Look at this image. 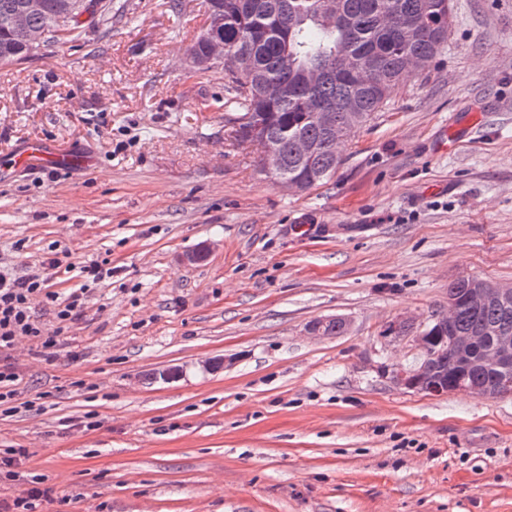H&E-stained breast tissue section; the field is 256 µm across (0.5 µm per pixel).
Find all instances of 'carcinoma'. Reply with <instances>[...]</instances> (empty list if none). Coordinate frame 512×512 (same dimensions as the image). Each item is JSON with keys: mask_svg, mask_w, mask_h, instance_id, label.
I'll use <instances>...</instances> for the list:
<instances>
[{"mask_svg": "<svg viewBox=\"0 0 512 512\" xmlns=\"http://www.w3.org/2000/svg\"><path fill=\"white\" fill-rule=\"evenodd\" d=\"M24 0H0V66L28 58L24 37L10 26ZM30 25L46 32L45 42H60L57 22L89 11L92 0H43ZM220 14L227 104L240 124L237 139L249 140L259 123L279 157V174L301 190L316 188L335 174L340 149L355 131L383 111L404 77L426 70L448 45L454 22L452 0H210ZM333 114L324 126L313 115L316 106ZM476 278L448 285L452 307L446 332L476 343L471 365L462 368L453 347L430 322L415 363L426 366L417 377L423 386L448 382L488 385L493 395L512 392V368L493 365L487 355L500 330H512V302L493 298L481 305L464 300L467 288H491ZM322 336H338L342 317L315 322Z\"/></svg>", "mask_w": 512, "mask_h": 512, "instance_id": "1", "label": "carcinoma"}]
</instances>
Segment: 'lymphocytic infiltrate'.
<instances>
[{"instance_id": "lymphocytic-infiltrate-1", "label": "lymphocytic infiltrate", "mask_w": 512, "mask_h": 512, "mask_svg": "<svg viewBox=\"0 0 512 512\" xmlns=\"http://www.w3.org/2000/svg\"><path fill=\"white\" fill-rule=\"evenodd\" d=\"M81 272L87 281L86 287L63 297L53 290L50 278L42 273L17 278L0 270V407H7L11 412L36 409V401H20L19 375L4 357L21 337L33 341L45 354L58 346L68 325L82 315L88 284L102 282L112 275L111 268L102 261L82 266ZM37 296L52 306L56 320L54 329H46L34 315L31 302Z\"/></svg>"}]
</instances>
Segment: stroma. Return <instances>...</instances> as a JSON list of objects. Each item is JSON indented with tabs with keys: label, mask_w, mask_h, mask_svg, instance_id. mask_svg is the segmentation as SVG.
I'll return each mask as SVG.
<instances>
[{
	"label": "stroma",
	"mask_w": 512,
	"mask_h": 512,
	"mask_svg": "<svg viewBox=\"0 0 512 512\" xmlns=\"http://www.w3.org/2000/svg\"><path fill=\"white\" fill-rule=\"evenodd\" d=\"M110 2L0 66V165L88 157L0 177V268L112 263L52 356L11 354L49 398L0 408V448L30 451L0 499L37 473L46 512H512V396L397 388L417 351L383 335L458 278L512 284V0H453L440 56L299 193L235 141L223 73H186L203 0ZM34 160H42L45 164L57 167H64L68 163L65 157L55 155L46 142L34 140L28 142L22 151L13 156L7 170L27 166Z\"/></svg>",
	"instance_id": "stroma-1"
}]
</instances>
